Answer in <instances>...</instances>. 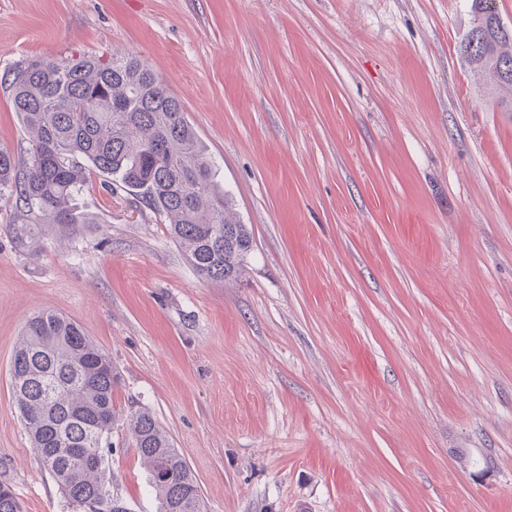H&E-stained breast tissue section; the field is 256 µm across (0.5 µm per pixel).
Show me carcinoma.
<instances>
[{"label":"carcinoma","instance_id":"obj_1","mask_svg":"<svg viewBox=\"0 0 512 512\" xmlns=\"http://www.w3.org/2000/svg\"><path fill=\"white\" fill-rule=\"evenodd\" d=\"M512 108V28L483 18L465 54ZM31 133L27 157L0 149V192L36 223L85 224L71 206L92 171L142 191L163 213L196 274L224 283L240 273L253 238L230 216L207 149L161 78L133 56L102 60L32 57L7 83ZM15 404L43 466L70 505L95 499L113 512L104 449L122 410L110 356L74 321L43 310L27 321L10 369ZM132 442L160 500L159 512H202L199 487L168 434L147 411L126 417ZM0 512H21L0 483Z\"/></svg>","mask_w":512,"mask_h":512}]
</instances>
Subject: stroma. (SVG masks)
<instances>
[{"label": "stroma", "instance_id": "1", "mask_svg": "<svg viewBox=\"0 0 512 512\" xmlns=\"http://www.w3.org/2000/svg\"><path fill=\"white\" fill-rule=\"evenodd\" d=\"M471 0H0V81L133 54L182 104L253 248L202 280L91 173L83 224L0 197V481L69 512L9 369L50 309L112 359L205 512H512V112L462 54ZM29 135L0 84V147ZM112 491L158 512L125 422Z\"/></svg>", "mask_w": 512, "mask_h": 512}]
</instances>
